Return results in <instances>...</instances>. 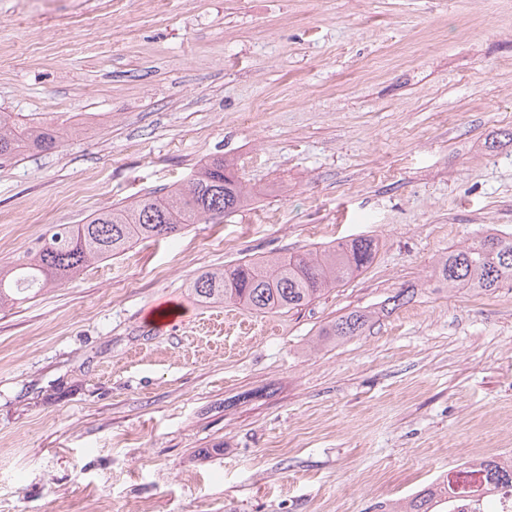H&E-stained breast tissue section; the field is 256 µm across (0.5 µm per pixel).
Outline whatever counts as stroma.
I'll return each instance as SVG.
<instances>
[{
	"mask_svg": "<svg viewBox=\"0 0 512 512\" xmlns=\"http://www.w3.org/2000/svg\"><path fill=\"white\" fill-rule=\"evenodd\" d=\"M58 107L57 148L0 160V266L216 157L258 199L0 310V512H381L512 450V284L433 277L512 232V0H0V113ZM358 236L298 309L188 291ZM372 312L353 310L324 325L318 332L328 341H344L354 336H363L372 327Z\"/></svg>",
	"mask_w": 512,
	"mask_h": 512,
	"instance_id": "obj_1",
	"label": "stroma"
}]
</instances>
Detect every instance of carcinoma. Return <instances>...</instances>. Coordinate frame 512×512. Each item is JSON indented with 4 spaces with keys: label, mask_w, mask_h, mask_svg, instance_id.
<instances>
[{
    "label": "carcinoma",
    "mask_w": 512,
    "mask_h": 512,
    "mask_svg": "<svg viewBox=\"0 0 512 512\" xmlns=\"http://www.w3.org/2000/svg\"><path fill=\"white\" fill-rule=\"evenodd\" d=\"M59 141V129L48 122L17 123L0 114V159L49 151ZM248 201L231 166L216 157L185 185L165 194L149 192L128 205L98 213L85 224H59L50 237L37 242L26 262L0 269V308L66 282L89 264L108 260L139 241L173 237L202 219L233 213ZM375 253L374 239L359 236L313 257L287 253L203 271L189 290L203 303H230L253 313L298 309L367 268ZM433 276L450 291L461 287L493 293L512 283V233L486 232L471 244L448 251ZM372 319L370 311L353 310L324 325L318 335L336 342L362 336L372 327ZM481 465L488 489L512 485L511 467L494 458ZM443 496H448L446 480L415 493L402 512H438Z\"/></svg>",
    "instance_id": "1"
}]
</instances>
